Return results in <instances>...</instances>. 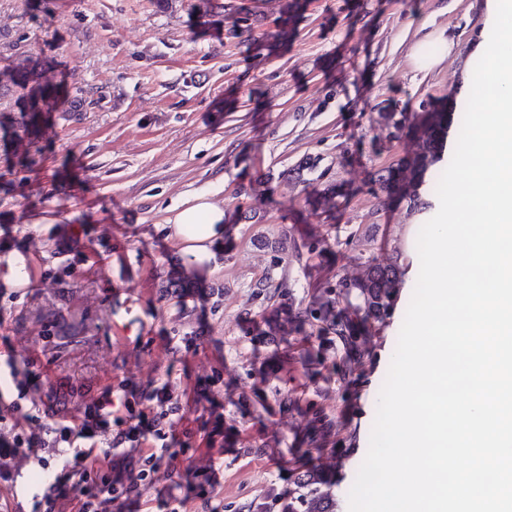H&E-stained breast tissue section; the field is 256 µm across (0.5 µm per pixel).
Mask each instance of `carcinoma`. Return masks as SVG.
Wrapping results in <instances>:
<instances>
[{
  "instance_id": "cac0c4a2",
  "label": "carcinoma",
  "mask_w": 512,
  "mask_h": 512,
  "mask_svg": "<svg viewBox=\"0 0 512 512\" xmlns=\"http://www.w3.org/2000/svg\"><path fill=\"white\" fill-rule=\"evenodd\" d=\"M34 71L26 67L11 70V76L0 80V89L18 87L29 89L24 95L22 112L25 120L20 124L21 132L16 134L23 141L32 134L38 118L43 112V101L53 96L59 97L61 89L54 86L33 84ZM448 103L441 99L420 113L409 126V135L414 144V151L404 157L397 167L389 168L387 173L378 175L381 189L387 196H397L409 202L414 209L426 210L432 203L423 199L420 187L424 174L441 158L448 138ZM365 270L361 277L354 280L343 279L341 288H351L361 300L359 313L352 316L335 309L330 302L316 308L293 310L294 318L300 322L316 321L322 328L331 331L346 347L352 357L363 353L361 338L363 329L371 319L382 320L388 315L392 297L405 274V269L398 260L382 262L370 254L364 258ZM167 287L177 288L188 294L196 284L191 282L181 270L173 269L168 273ZM261 291H269V299L285 296L280 291L284 287V277L267 276L256 284ZM295 488L288 495L275 496L269 502L257 506V512H336V498L331 490L332 484L324 467L300 475L294 479Z\"/></svg>"
}]
</instances>
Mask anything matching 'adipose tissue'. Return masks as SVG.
Masks as SVG:
<instances>
[{
	"label": "adipose tissue",
	"instance_id": "obj_1",
	"mask_svg": "<svg viewBox=\"0 0 512 512\" xmlns=\"http://www.w3.org/2000/svg\"><path fill=\"white\" fill-rule=\"evenodd\" d=\"M164 224L190 264L205 267L210 274L217 270V255L227 229L222 205L208 196H196L167 215Z\"/></svg>",
	"mask_w": 512,
	"mask_h": 512
}]
</instances>
